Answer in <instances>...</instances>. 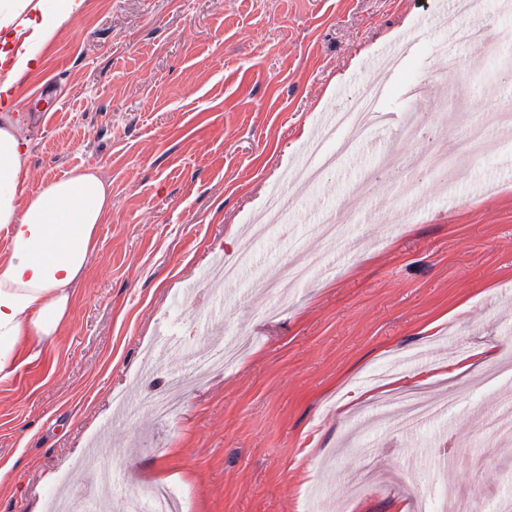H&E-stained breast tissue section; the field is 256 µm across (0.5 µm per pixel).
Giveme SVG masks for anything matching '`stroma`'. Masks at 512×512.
I'll list each match as a JSON object with an SVG mask.
<instances>
[{
  "label": "stroma",
  "instance_id": "stroma-1",
  "mask_svg": "<svg viewBox=\"0 0 512 512\" xmlns=\"http://www.w3.org/2000/svg\"><path fill=\"white\" fill-rule=\"evenodd\" d=\"M495 44L465 50L455 82L467 111L447 130L430 116L411 153L453 161L455 131L483 117L485 88L512 65V14ZM441 0H85L59 28L40 68L14 86L27 114L33 193L76 168L112 190L99 247L75 288L69 319L37 358L20 353L0 383V512H45L60 490L112 472V510L141 486L165 485L184 512H499L512 500V436L488 416L512 411V131L446 191L439 174L388 172L371 144L359 160L374 193H351L352 172L284 197L287 223L255 240L258 264L226 283L215 332L243 346L239 361L190 381L193 362L152 354L159 333L194 348L207 339L205 275L234 257L232 231L265 219L272 188L295 173L323 112L382 87L396 139L409 84L435 97L442 60L431 21ZM414 44L395 71L368 68L389 44ZM61 106L53 119L47 102ZM418 181L417 219L399 221L385 174ZM348 216L346 239L304 282L276 300L267 283L294 259L315 257L311 227ZM488 348L466 375L425 384L433 365ZM188 382L169 418L148 407L173 375ZM401 376L439 402L469 396L424 424L403 422L393 393L359 398ZM495 458L491 473L471 456Z\"/></svg>",
  "mask_w": 512,
  "mask_h": 512
}]
</instances>
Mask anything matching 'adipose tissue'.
Masks as SVG:
<instances>
[{
	"mask_svg": "<svg viewBox=\"0 0 512 512\" xmlns=\"http://www.w3.org/2000/svg\"><path fill=\"white\" fill-rule=\"evenodd\" d=\"M85 0H50L24 16L23 0L0 13V65L10 77L0 95L11 97L14 82L42 63V48L66 21L78 17ZM32 31L21 45L8 32L15 20ZM29 142L18 126L0 124V230L10 238L0 251V382L14 372L13 359L28 351L38 357L45 342L67 323L72 285L98 245V226L112 206L108 187L90 168L24 193L19 185Z\"/></svg>",
	"mask_w": 512,
	"mask_h": 512,
	"instance_id": "obj_1",
	"label": "adipose tissue"
}]
</instances>
